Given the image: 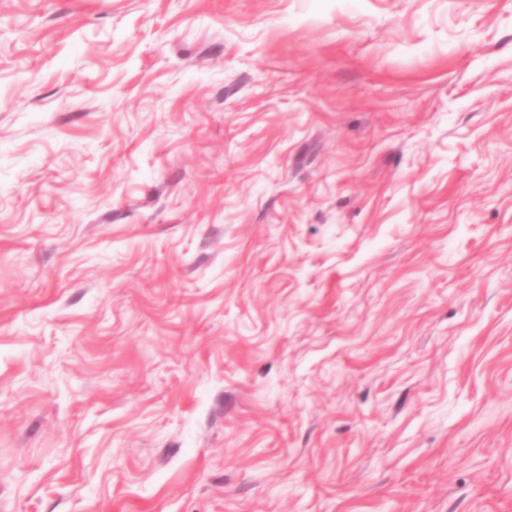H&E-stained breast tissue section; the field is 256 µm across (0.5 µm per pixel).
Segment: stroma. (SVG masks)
<instances>
[{"label":"stroma","mask_w":512,"mask_h":512,"mask_svg":"<svg viewBox=\"0 0 512 512\" xmlns=\"http://www.w3.org/2000/svg\"><path fill=\"white\" fill-rule=\"evenodd\" d=\"M0 512H512V0H0Z\"/></svg>","instance_id":"1"}]
</instances>
